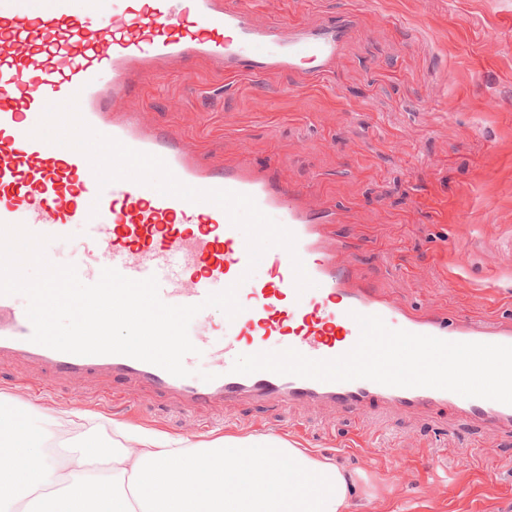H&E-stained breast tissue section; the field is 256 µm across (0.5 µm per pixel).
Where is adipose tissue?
I'll use <instances>...</instances> for the list:
<instances>
[{"mask_svg": "<svg viewBox=\"0 0 512 512\" xmlns=\"http://www.w3.org/2000/svg\"><path fill=\"white\" fill-rule=\"evenodd\" d=\"M45 442L0 396V512H349L362 478L274 437L174 448L143 431L117 448L98 425L58 459Z\"/></svg>", "mask_w": 512, "mask_h": 512, "instance_id": "1", "label": "adipose tissue"}]
</instances>
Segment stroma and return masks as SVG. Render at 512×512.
Listing matches in <instances>:
<instances>
[{
  "label": "stroma",
  "mask_w": 512,
  "mask_h": 512,
  "mask_svg": "<svg viewBox=\"0 0 512 512\" xmlns=\"http://www.w3.org/2000/svg\"><path fill=\"white\" fill-rule=\"evenodd\" d=\"M256 11L310 27L352 16L338 71L310 86L285 71L231 81L198 58L148 78L135 106L213 168L245 156L320 193L358 270L395 299L512 317V0H256ZM0 394L62 448L99 421L188 446L276 436L366 474L350 512H512V430L440 412L325 418L246 400L216 424L209 409L182 414L100 377L45 394L7 361ZM468 444L482 464L457 462Z\"/></svg>",
  "instance_id": "stroma-1"
}]
</instances>
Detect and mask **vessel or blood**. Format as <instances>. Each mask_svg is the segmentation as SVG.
<instances>
[{
	"label": "vessel or blood",
	"mask_w": 512,
	"mask_h": 512,
	"mask_svg": "<svg viewBox=\"0 0 512 512\" xmlns=\"http://www.w3.org/2000/svg\"><path fill=\"white\" fill-rule=\"evenodd\" d=\"M352 31L343 16L318 27L260 24L251 0H0V223L58 242L77 239L73 264L85 283L106 268L135 280L152 276L170 305L197 304L234 284L243 307L198 339L207 349L212 337L220 339L216 377L202 384L124 355H75L33 343L20 294L0 295V361L54 381L98 374L135 383L188 413L243 399L363 415L383 404L407 412L443 407L487 430L512 429V405L446 390L231 371L239 356L264 351L272 339L313 359L338 357L359 339V314L446 341L512 345L511 317L422 309L372 287L345 242L329 233L338 215L319 195L245 159L214 170L189 140L162 132L129 104L144 76L196 58L230 77L282 69L306 84L336 71ZM72 98L87 124L163 158L183 183L252 196L294 233L295 253L268 250L263 277L244 279L246 240L218 206L128 180L99 187L84 155L32 136L47 105ZM296 257L314 288L297 290Z\"/></svg>",
	"instance_id": "b4317fda"
}]
</instances>
